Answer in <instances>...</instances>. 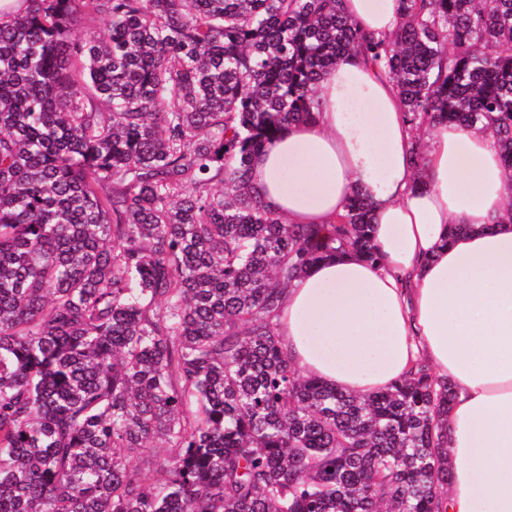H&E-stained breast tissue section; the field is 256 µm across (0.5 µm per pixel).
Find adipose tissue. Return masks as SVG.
Returning a JSON list of instances; mask_svg holds the SVG:
<instances>
[{"label":"adipose tissue","mask_w":512,"mask_h":512,"mask_svg":"<svg viewBox=\"0 0 512 512\" xmlns=\"http://www.w3.org/2000/svg\"><path fill=\"white\" fill-rule=\"evenodd\" d=\"M343 5L377 38L402 13L400 0ZM315 111L254 155L251 190L289 223L325 226L362 194L381 259L308 268L281 308L283 345L302 373L364 396L423 360L454 392L448 512H512V177L477 125L431 126L416 162L397 88L354 53L319 82Z\"/></svg>","instance_id":"ef3b65f1"}]
</instances>
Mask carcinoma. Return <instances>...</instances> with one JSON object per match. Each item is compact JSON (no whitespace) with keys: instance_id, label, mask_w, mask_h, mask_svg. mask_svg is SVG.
Segmentation results:
<instances>
[{"instance_id":"cac0c4a2","label":"carcinoma","mask_w":512,"mask_h":512,"mask_svg":"<svg viewBox=\"0 0 512 512\" xmlns=\"http://www.w3.org/2000/svg\"><path fill=\"white\" fill-rule=\"evenodd\" d=\"M23 3L0 20V512H445L448 382L418 361L360 396L277 334L307 267L377 260L371 204L289 224L250 162L357 49L413 130L480 124L512 171V0H402L386 39L342 0Z\"/></svg>"}]
</instances>
